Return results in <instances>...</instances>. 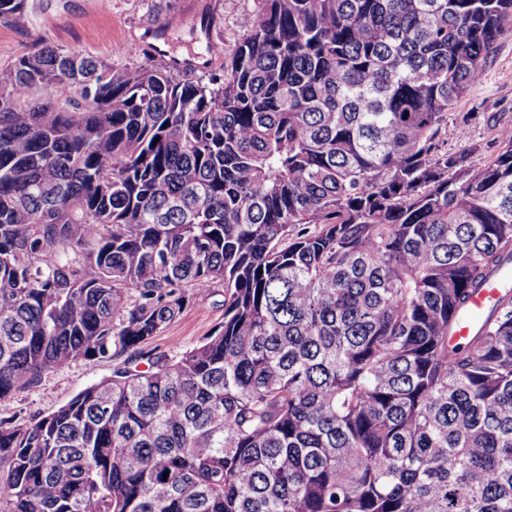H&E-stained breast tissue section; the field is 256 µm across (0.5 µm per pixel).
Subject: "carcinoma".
<instances>
[{
  "instance_id": "cac0c4a2",
  "label": "carcinoma",
  "mask_w": 512,
  "mask_h": 512,
  "mask_svg": "<svg viewBox=\"0 0 512 512\" xmlns=\"http://www.w3.org/2000/svg\"><path fill=\"white\" fill-rule=\"evenodd\" d=\"M27 0H0V21ZM222 83L45 46L0 67L9 512H512V139L448 114L512 0H260ZM224 287L190 349H137ZM167 479H162V475ZM512 288V268H506L499 276L494 278L487 288H481L472 298L469 312L461 320L455 336H465L469 330L470 324L480 315L498 294L499 288ZM112 360H85L44 374L31 386L0 400V419L23 424L48 415L86 387L111 377Z\"/></svg>"
}]
</instances>
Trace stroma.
<instances>
[{
	"label": "stroma",
	"instance_id": "obj_1",
	"mask_svg": "<svg viewBox=\"0 0 512 512\" xmlns=\"http://www.w3.org/2000/svg\"><path fill=\"white\" fill-rule=\"evenodd\" d=\"M258 0H27L19 21L0 24V66L48 45L102 60L116 70L163 65L155 54V29L171 18L178 25L167 34L165 53L196 52L204 36L222 39L223 59L191 71L194 80L209 81L224 73L226 59L247 36L245 16ZM473 113L468 136L481 149L469 156L472 164L488 161L498 150L499 133L512 128V35L497 44L481 84L456 104L448 119V147L462 149L456 127L462 115ZM495 114L496 127L483 117ZM224 319V289L194 291L185 309L161 333L142 345L145 353H176L196 345ZM109 360H85L43 375L31 386L0 400V419L16 424L48 415L86 387L110 377Z\"/></svg>",
	"mask_w": 512,
	"mask_h": 512
}]
</instances>
